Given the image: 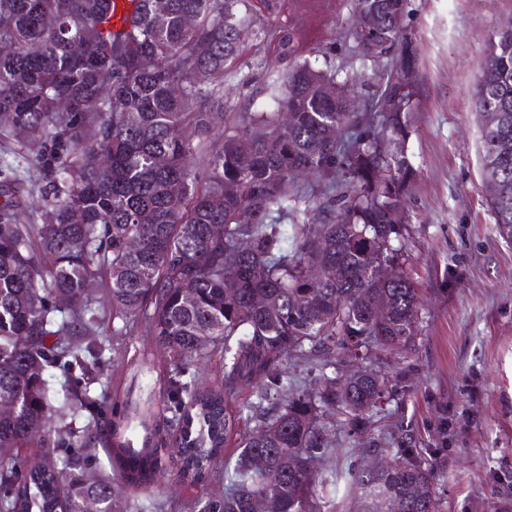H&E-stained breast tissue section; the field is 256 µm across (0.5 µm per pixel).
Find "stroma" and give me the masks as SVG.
I'll list each match as a JSON object with an SVG mask.
<instances>
[{"label":"stroma","mask_w":512,"mask_h":512,"mask_svg":"<svg viewBox=\"0 0 512 512\" xmlns=\"http://www.w3.org/2000/svg\"><path fill=\"white\" fill-rule=\"evenodd\" d=\"M252 0L255 32L215 84L224 109L243 119L272 109L271 93L297 60L307 58L340 78L363 83L390 69L396 57L364 60L342 31L354 19V0ZM512 21V0H408L404 28L419 60L414 75L419 107L407 116L404 152L413 170L405 196L406 268L421 297L412 362L384 353L365 361L391 380L394 394L365 433L337 427L323 468L347 471L367 441L386 448H425L437 467L444 512H512V242L495 230L485 200L479 129L472 93L489 38ZM293 29L297 52L282 55L278 34ZM37 143L0 122V178L19 198L17 222H40L41 173L29 163ZM109 349L86 377L77 366H54L58 451L90 420L71 412L67 391L89 385L105 406L124 409L143 391L166 390L169 362L145 325L112 333V308L103 283L92 289ZM218 470L190 481L174 476L160 487L118 488L121 512H198L222 496Z\"/></svg>","instance_id":"1"}]
</instances>
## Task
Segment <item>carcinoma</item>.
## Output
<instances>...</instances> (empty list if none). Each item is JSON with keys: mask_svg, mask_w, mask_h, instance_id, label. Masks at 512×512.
Instances as JSON below:
<instances>
[{"mask_svg": "<svg viewBox=\"0 0 512 512\" xmlns=\"http://www.w3.org/2000/svg\"><path fill=\"white\" fill-rule=\"evenodd\" d=\"M112 2L0 0V115L43 141L29 162L49 188L37 249L13 224L14 201L0 194V403L11 407L0 415V512H117L112 480L85 456L48 446L55 390L45 371L99 362L101 321L88 287L101 276L112 335L138 318L170 358L165 399L179 432L178 477L202 476L238 420L251 423L235 462L224 465V496L202 512H322L320 499L343 485L357 512H442L425 448L369 447L376 462L346 474L318 467L329 445L324 417L369 421L389 394L384 377L324 375L296 391L284 376L290 361L403 355L417 336L419 297L401 244L409 164L395 152L405 114L418 106L407 0H356L355 13L375 26L344 31L371 60L399 51L398 68L375 73L366 111L350 109L348 91L323 92L336 75L305 59L280 84L273 111L242 122L224 113L211 80L253 33L250 0H136L121 29L112 27ZM73 42L83 54L71 52ZM106 80L112 98L83 109ZM474 106L481 175L496 186L488 204L497 232L512 241V23L490 40ZM336 127L349 138L331 137ZM305 171L324 179V215L285 224L288 202L302 199L293 181ZM214 224L224 237L212 235ZM313 263L332 275L312 280ZM377 263L390 267L385 282L372 275ZM60 294L69 304L58 318L51 301ZM378 307L388 311L384 322L373 320ZM214 354L224 378L213 387L195 381L190 365ZM253 382L257 401L231 412L227 396ZM67 400L97 408L74 447L109 449L126 485L148 487L164 470L158 430L137 411L110 413L85 388ZM133 421L145 432L139 448L124 438ZM34 442L41 462L18 480L19 451Z\"/></svg>", "mask_w": 512, "mask_h": 512, "instance_id": "obj_1", "label": "carcinoma"}]
</instances>
